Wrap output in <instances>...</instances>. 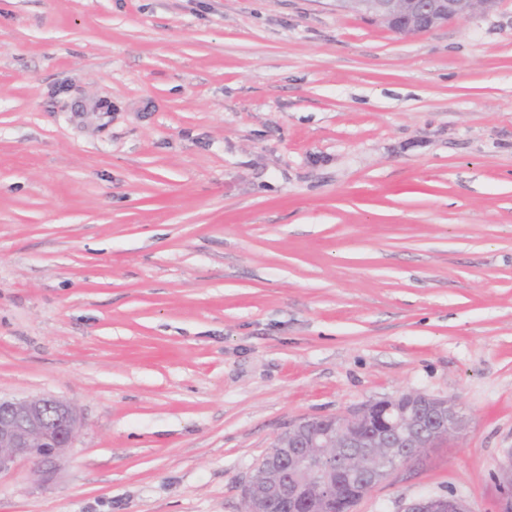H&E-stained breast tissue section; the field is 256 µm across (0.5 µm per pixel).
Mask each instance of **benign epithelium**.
<instances>
[{
	"label": "benign epithelium",
	"mask_w": 512,
	"mask_h": 512,
	"mask_svg": "<svg viewBox=\"0 0 512 512\" xmlns=\"http://www.w3.org/2000/svg\"><path fill=\"white\" fill-rule=\"evenodd\" d=\"M498 0H346L355 8L385 23L398 34H413L460 18L469 10H493ZM397 415L377 420L370 436L354 433L357 424L376 409ZM465 426L455 401L422 392L402 393L394 398L363 406L344 416L300 420L288 429L279 446L288 457L273 458L267 483L248 480L243 488L246 512H264L272 502L294 504L303 512H328L336 478L352 473L366 490L381 483L394 469L413 460L422 450L433 448ZM82 419L68 401L54 396L5 400L0 398V474L27 460L48 473L72 449ZM380 446L389 453L366 469L339 468L343 448L356 455ZM498 512H512V456L497 474ZM401 512H470L455 496H428L411 501Z\"/></svg>",
	"instance_id": "obj_1"
}]
</instances>
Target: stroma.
Instances as JSON below:
<instances>
[{"mask_svg":"<svg viewBox=\"0 0 512 512\" xmlns=\"http://www.w3.org/2000/svg\"><path fill=\"white\" fill-rule=\"evenodd\" d=\"M466 420L363 496L497 512L512 457V0H0V396L84 427L0 512H243L296 421ZM385 23L398 34H413L460 18L468 10H493L498 0H340ZM401 512H471L466 502L455 496H428L411 501Z\"/></svg>","mask_w":512,"mask_h":512,"instance_id":"stroma-1","label":"stroma"}]
</instances>
